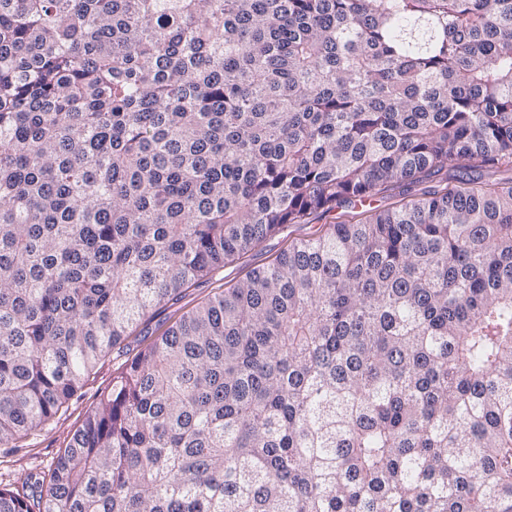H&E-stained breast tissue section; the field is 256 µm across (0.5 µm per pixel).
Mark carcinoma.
Returning <instances> with one entry per match:
<instances>
[{"label":"carcinoma","mask_w":512,"mask_h":512,"mask_svg":"<svg viewBox=\"0 0 512 512\" xmlns=\"http://www.w3.org/2000/svg\"><path fill=\"white\" fill-rule=\"evenodd\" d=\"M500 169L512 0H0V448L340 211L136 352L0 512H512ZM339 211L314 217L310 224H293L283 232L267 238L261 246L247 258L228 263L214 274L197 279L177 300L170 301L156 311L139 328L141 343L130 355L117 357L116 352L109 353L97 364L89 380L81 390L79 398L73 399L47 425L33 432L19 442L23 447L12 453L0 448V482L21 489L30 473H39L55 461L62 448H65L74 431L82 424L85 416L93 409L104 393L112 386V379L119 368L140 348L150 344L169 325L184 313L218 295L245 278L247 272L262 267L275 259L288 246L312 234L326 230L328 224H335ZM119 369V370H118Z\"/></svg>","instance_id":"carcinoma-1"}]
</instances>
